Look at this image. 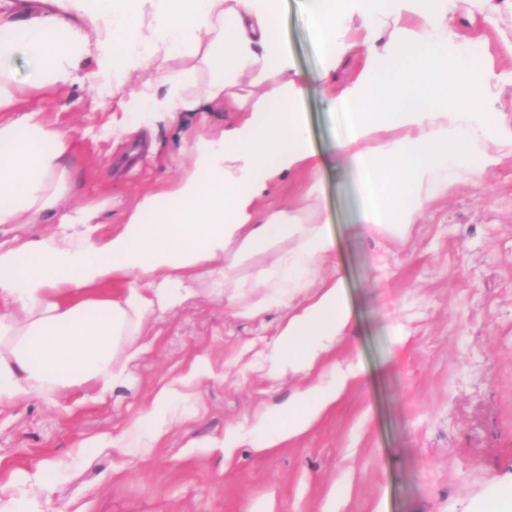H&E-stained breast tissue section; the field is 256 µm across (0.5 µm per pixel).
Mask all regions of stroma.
<instances>
[{"instance_id": "35a3bbf8", "label": "stroma", "mask_w": 512, "mask_h": 512, "mask_svg": "<svg viewBox=\"0 0 512 512\" xmlns=\"http://www.w3.org/2000/svg\"><path fill=\"white\" fill-rule=\"evenodd\" d=\"M278 25L308 78L322 204L355 316L335 357L361 376L301 436L225 454L227 428L252 426L306 380L266 374L286 309L248 317L232 284L220 299L200 284L144 323V353L105 398L73 390L0 406V512H324L331 500L337 512H495L512 493V155L437 200L405 241L368 235L334 150L348 116L317 79L306 0H282ZM451 26L512 126V0H457ZM24 95L72 129L65 205L103 202L102 238L138 197L173 187L195 140L245 118L185 112L117 138L88 83ZM163 388L178 393L169 420L132 440Z\"/></svg>"}]
</instances>
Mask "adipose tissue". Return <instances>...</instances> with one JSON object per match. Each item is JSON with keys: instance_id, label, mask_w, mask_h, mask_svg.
<instances>
[{"instance_id": "ef3b65f1", "label": "adipose tissue", "mask_w": 512, "mask_h": 512, "mask_svg": "<svg viewBox=\"0 0 512 512\" xmlns=\"http://www.w3.org/2000/svg\"><path fill=\"white\" fill-rule=\"evenodd\" d=\"M454 2L309 0L320 80L354 46L363 49L355 77L336 89L349 118L336 152L360 182L356 222L371 235L406 239L449 187L479 183L498 152L512 154V127L490 103L488 75L472 70L454 42ZM280 9L281 0H39L29 11L22 0H0V226L39 224L56 208L73 146L70 128L7 89L17 59L28 63L31 88L85 80L111 97L116 136L145 113L220 106L249 115L243 128L197 145L166 207L144 195L107 239H94L98 210L84 207L47 236L0 241V402L84 387L107 394L143 353L146 319L175 311L206 279H231L251 293L250 315L287 307L269 377L331 373L250 430L228 429L225 447L269 449L302 435L360 376L356 366L336 372L329 362L354 314L323 214L324 161L309 141L302 77L275 23ZM174 58L191 64L171 76L164 65ZM86 59L93 69L83 75ZM141 72L145 80L130 86ZM198 75L202 87L183 92ZM284 171L305 178L299 206L264 201ZM267 254L263 290L237 278ZM116 277L126 281L120 294L96 295Z\"/></svg>"}]
</instances>
